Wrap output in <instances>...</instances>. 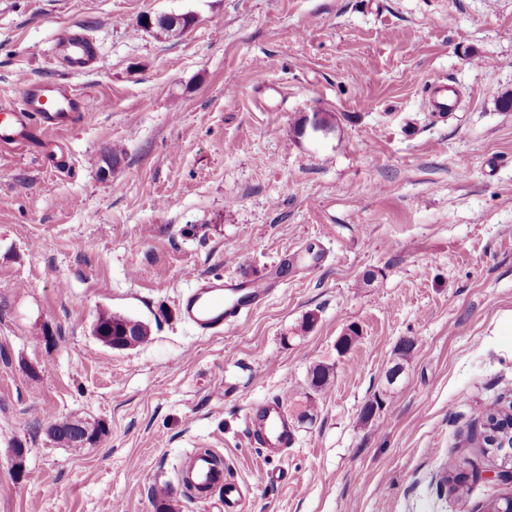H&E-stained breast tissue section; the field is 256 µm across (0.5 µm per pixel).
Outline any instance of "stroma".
Masks as SVG:
<instances>
[{"label":"stroma","mask_w":512,"mask_h":512,"mask_svg":"<svg viewBox=\"0 0 512 512\" xmlns=\"http://www.w3.org/2000/svg\"><path fill=\"white\" fill-rule=\"evenodd\" d=\"M164 14L195 23L139 25ZM76 25L99 51L83 75L52 57ZM436 78L460 92L445 119ZM35 80L94 106L52 135L65 165L0 151V512H156L162 487L174 512H222L178 482L194 448L223 458L246 512H484L507 494L490 462L462 495L442 477L512 400V0H0V102ZM196 275L278 289L202 336L180 311ZM103 309L148 342L102 344ZM319 363L330 387L298 420ZM266 399L294 422L281 458L245 431ZM66 418L107 432L59 446L47 427Z\"/></svg>","instance_id":"35a3bbf8"}]
</instances>
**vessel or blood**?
Masks as SVG:
<instances>
[{"label": "vessel or blood", "instance_id": "1", "mask_svg": "<svg viewBox=\"0 0 512 512\" xmlns=\"http://www.w3.org/2000/svg\"><path fill=\"white\" fill-rule=\"evenodd\" d=\"M58 49L72 72L87 70L96 55L90 36L79 27L61 35ZM89 105L88 99L64 84L29 83L18 101L0 103V150L31 148L41 134L74 124ZM429 105L439 116H446L458 105L455 88L445 82L433 83ZM273 291V284L267 281L197 276L192 290L182 298L183 315L199 334L219 335L225 326L239 322L264 305ZM245 423L251 442L262 448L266 456H283L295 442L293 427L276 400L249 406ZM186 457L192 500L204 504L213 492L219 491L224 496L225 512H241L245 500L241 484L225 478L223 469L215 467L211 454L204 450L188 451Z\"/></svg>", "mask_w": 512, "mask_h": 512}]
</instances>
